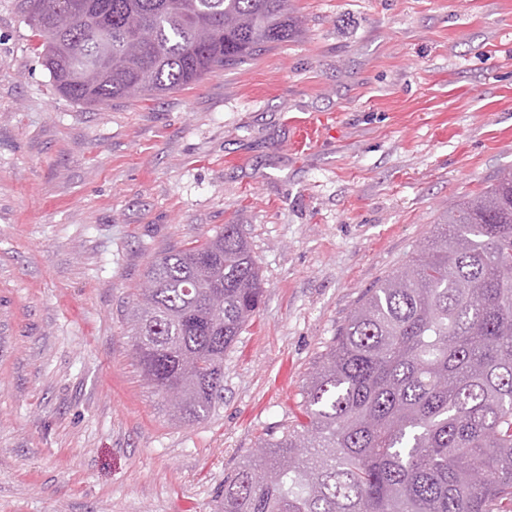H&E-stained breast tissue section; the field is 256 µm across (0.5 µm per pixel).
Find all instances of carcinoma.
<instances>
[{"label":"carcinoma","mask_w":512,"mask_h":512,"mask_svg":"<svg viewBox=\"0 0 512 512\" xmlns=\"http://www.w3.org/2000/svg\"><path fill=\"white\" fill-rule=\"evenodd\" d=\"M55 91L105 105L241 64L299 28L290 0H24ZM237 224L150 262L129 312L144 377L184 422L224 400V352L256 312ZM300 417L224 478L218 512H512V168L443 213L367 291Z\"/></svg>","instance_id":"carcinoma-1"}]
</instances>
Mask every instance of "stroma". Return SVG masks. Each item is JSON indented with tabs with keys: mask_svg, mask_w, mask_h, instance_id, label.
Here are the masks:
<instances>
[{
	"mask_svg": "<svg viewBox=\"0 0 512 512\" xmlns=\"http://www.w3.org/2000/svg\"><path fill=\"white\" fill-rule=\"evenodd\" d=\"M298 34L151 99L60 96L0 0V512H214L365 292L512 167V0H292ZM240 225L264 293L173 419L126 313Z\"/></svg>",
	"mask_w": 512,
	"mask_h": 512,
	"instance_id": "35a3bbf8",
	"label": "stroma"
}]
</instances>
